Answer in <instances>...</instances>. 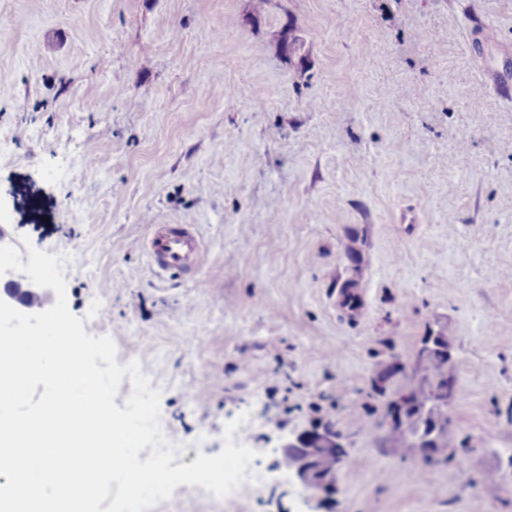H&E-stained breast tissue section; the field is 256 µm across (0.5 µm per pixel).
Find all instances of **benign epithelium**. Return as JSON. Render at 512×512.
I'll use <instances>...</instances> for the list:
<instances>
[{
    "instance_id": "7a95c632",
    "label": "benign epithelium",
    "mask_w": 512,
    "mask_h": 512,
    "mask_svg": "<svg viewBox=\"0 0 512 512\" xmlns=\"http://www.w3.org/2000/svg\"><path fill=\"white\" fill-rule=\"evenodd\" d=\"M41 291L31 282L8 277L0 300L12 305L17 303L34 313L40 308ZM336 433L323 431H302L288 438L283 445V458L288 460V473L294 475L302 487L314 495H327L336 490V468L342 462L343 454Z\"/></svg>"
}]
</instances>
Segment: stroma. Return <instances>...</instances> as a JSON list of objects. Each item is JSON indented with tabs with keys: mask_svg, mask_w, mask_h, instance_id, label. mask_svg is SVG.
<instances>
[{
	"mask_svg": "<svg viewBox=\"0 0 512 512\" xmlns=\"http://www.w3.org/2000/svg\"><path fill=\"white\" fill-rule=\"evenodd\" d=\"M0 137L6 243L67 255L176 464L248 416L265 486L150 512H512V0H0ZM152 224L198 226L199 282L149 268ZM428 335L447 462L388 440ZM319 428L345 451L326 502L280 462Z\"/></svg>",
	"mask_w": 512,
	"mask_h": 512,
	"instance_id": "35a3bbf8",
	"label": "stroma"
}]
</instances>
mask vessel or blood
<instances>
[{
  "instance_id": "b4317fda",
  "label": "vessel or blood",
  "mask_w": 512,
  "mask_h": 512,
  "mask_svg": "<svg viewBox=\"0 0 512 512\" xmlns=\"http://www.w3.org/2000/svg\"><path fill=\"white\" fill-rule=\"evenodd\" d=\"M151 269L158 275H197L205 258L206 243L192 224H153L143 242Z\"/></svg>"
}]
</instances>
